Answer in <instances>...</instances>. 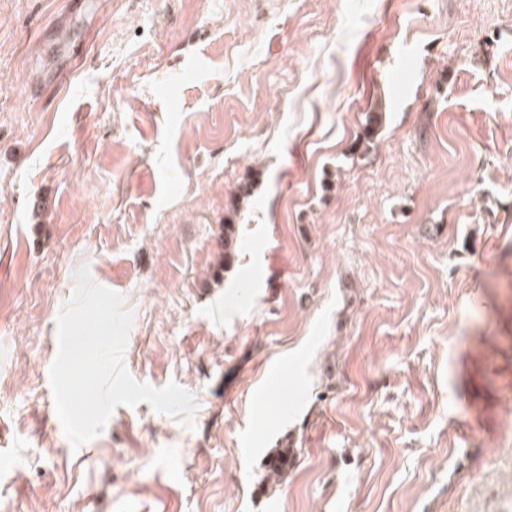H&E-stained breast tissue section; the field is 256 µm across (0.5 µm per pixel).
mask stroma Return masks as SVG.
I'll list each match as a JSON object with an SVG mask.
<instances>
[{
  "mask_svg": "<svg viewBox=\"0 0 512 512\" xmlns=\"http://www.w3.org/2000/svg\"><path fill=\"white\" fill-rule=\"evenodd\" d=\"M84 266L195 430L71 447ZM1 454L0 512H499L512 0H0Z\"/></svg>",
  "mask_w": 512,
  "mask_h": 512,
  "instance_id": "stroma-1",
  "label": "stroma"
}]
</instances>
